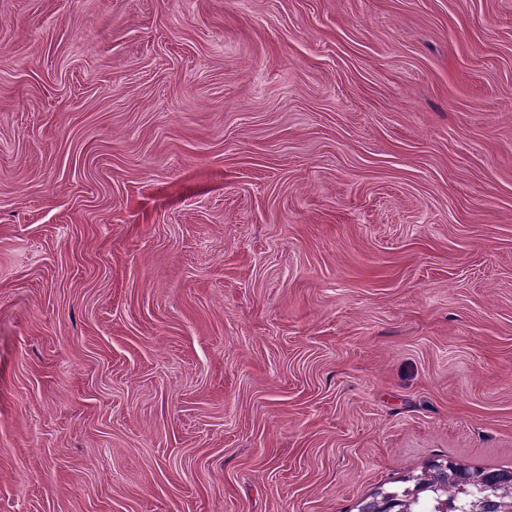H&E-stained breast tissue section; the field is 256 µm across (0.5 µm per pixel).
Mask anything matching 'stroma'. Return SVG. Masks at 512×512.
Masks as SVG:
<instances>
[{"label": "stroma", "mask_w": 512, "mask_h": 512, "mask_svg": "<svg viewBox=\"0 0 512 512\" xmlns=\"http://www.w3.org/2000/svg\"><path fill=\"white\" fill-rule=\"evenodd\" d=\"M512 469V0H0V512H358Z\"/></svg>", "instance_id": "stroma-1"}]
</instances>
